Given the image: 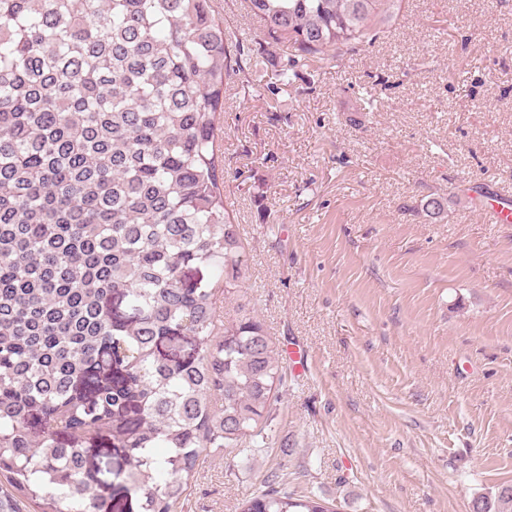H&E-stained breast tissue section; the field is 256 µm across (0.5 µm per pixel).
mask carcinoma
<instances>
[{
	"instance_id": "cac0c4a2",
	"label": "carcinoma",
	"mask_w": 512,
	"mask_h": 512,
	"mask_svg": "<svg viewBox=\"0 0 512 512\" xmlns=\"http://www.w3.org/2000/svg\"><path fill=\"white\" fill-rule=\"evenodd\" d=\"M245 2L288 43L274 96L381 0ZM243 56L211 0H0V512H112L64 434L112 439L140 512H173L204 451L267 445L286 373L245 306L216 319L245 276L214 153ZM179 336L195 356L162 357ZM239 512L333 509L268 486ZM473 512H512V484Z\"/></svg>"
}]
</instances>
